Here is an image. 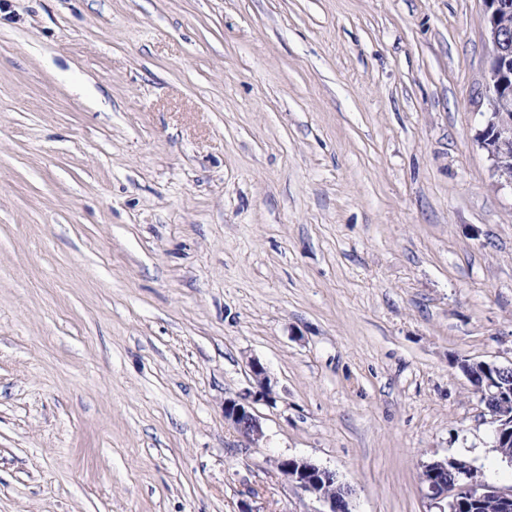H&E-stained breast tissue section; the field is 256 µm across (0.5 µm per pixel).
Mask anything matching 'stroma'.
<instances>
[{
    "label": "stroma",
    "instance_id": "1",
    "mask_svg": "<svg viewBox=\"0 0 512 512\" xmlns=\"http://www.w3.org/2000/svg\"><path fill=\"white\" fill-rule=\"evenodd\" d=\"M490 50L483 0H0V512L512 489L457 366L512 359ZM245 398L224 401V418L246 440L256 442L263 436L259 417ZM277 468L289 483L321 501L326 507L321 512H352V489L340 483L330 469L296 457L278 460ZM474 470L469 461L455 457L434 458L423 465L419 476L420 483L425 489L426 497L438 509L435 512H459L460 505L468 499H489L493 500L501 512L512 510V490L505 491L485 482L471 480ZM424 479L428 480L425 482ZM473 479L483 480L477 470ZM493 503L489 501L481 508L468 509L465 512H500Z\"/></svg>",
    "mask_w": 512,
    "mask_h": 512
}]
</instances>
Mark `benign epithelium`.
I'll return each mask as SVG.
<instances>
[{
  "instance_id": "benign-epithelium-1",
  "label": "benign epithelium",
  "mask_w": 512,
  "mask_h": 512,
  "mask_svg": "<svg viewBox=\"0 0 512 512\" xmlns=\"http://www.w3.org/2000/svg\"><path fill=\"white\" fill-rule=\"evenodd\" d=\"M492 51L486 74L488 112L477 142L491 162V173L497 187L512 189V113L503 109L512 97V27L504 18L512 14V0H484ZM458 367L485 406V414L493 427V448L502 459L512 464V395L502 380H512V362L463 359ZM257 380L258 395L271 398L264 367L257 361L250 364ZM224 419L246 440L256 442L263 436L259 417L245 399L224 400ZM284 478L301 491L315 497L326 507L324 512H352V489L338 481L336 473L315 462L296 457L277 461ZM474 466L455 457L434 458L423 465L420 479L425 495L438 512H458L466 500L489 499L501 510L512 512V490L505 491L488 483L471 480Z\"/></svg>"
}]
</instances>
